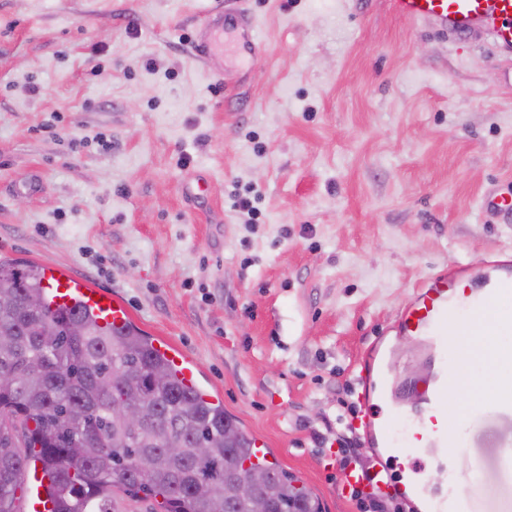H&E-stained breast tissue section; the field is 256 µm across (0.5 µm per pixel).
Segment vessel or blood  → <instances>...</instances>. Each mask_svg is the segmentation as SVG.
Instances as JSON below:
<instances>
[{
  "label": "vessel or blood",
  "mask_w": 512,
  "mask_h": 512,
  "mask_svg": "<svg viewBox=\"0 0 512 512\" xmlns=\"http://www.w3.org/2000/svg\"><path fill=\"white\" fill-rule=\"evenodd\" d=\"M395 15L435 27L441 34L461 36L474 30L485 31L503 56H512V0H388ZM234 37V51L243 58L257 49V28L252 17L233 6L211 12L195 34V54L211 75H218L217 61L224 54V36ZM480 284L461 275L437 273L419 285L414 298L403 308L400 328L425 337L432 348L427 377L406 383V396L424 404V411L411 412L403 434L388 427H376L373 414H365L360 423L366 428H379L380 438L392 452L408 456L429 453L437 448L456 447L460 440L458 427L443 413L448 383L455 378L460 358L448 347V320L464 311L481 307L483 302L512 298V264L499 260L482 264ZM42 286L51 307L77 304L92 310L98 325L107 329L123 328L131 320L127 306L110 291L91 285L84 278L53 263L43 267ZM491 362L500 367L501 376L490 396L463 412L465 425L488 418L512 419V351L493 354ZM368 484L389 497L416 494L417 486L392 481L383 471L366 476L347 470L340 488ZM41 465H34L26 475V492L22 512H52L54 503L47 495ZM430 512H478L475 499L462 491L455 479H448L436 495Z\"/></svg>",
  "instance_id": "vessel-or-blood-1"
}]
</instances>
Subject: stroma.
<instances>
[{
  "mask_svg": "<svg viewBox=\"0 0 512 512\" xmlns=\"http://www.w3.org/2000/svg\"><path fill=\"white\" fill-rule=\"evenodd\" d=\"M237 2L261 48L213 79L191 37L216 0H0V262L112 291L320 512H364L343 457L403 468L356 427L362 357L419 373L417 285L512 257L482 205L512 185V60L387 0ZM511 435L486 420L454 451L482 512H512Z\"/></svg>",
  "mask_w": 512,
  "mask_h": 512,
  "instance_id": "35a3bbf8",
  "label": "stroma"
}]
</instances>
